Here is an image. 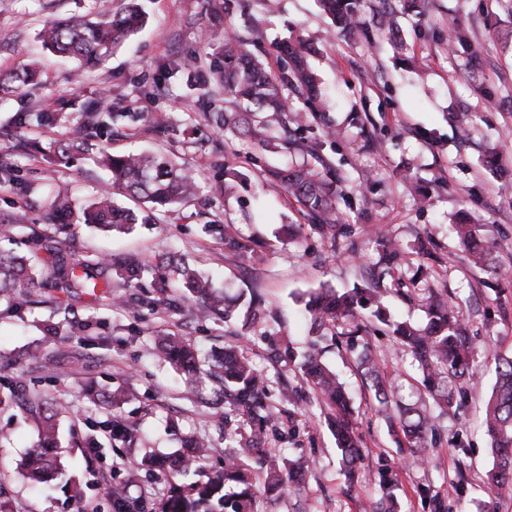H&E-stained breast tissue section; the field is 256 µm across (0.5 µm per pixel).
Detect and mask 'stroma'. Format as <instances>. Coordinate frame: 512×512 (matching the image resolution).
<instances>
[{
  "label": "stroma",
  "mask_w": 512,
  "mask_h": 512,
  "mask_svg": "<svg viewBox=\"0 0 512 512\" xmlns=\"http://www.w3.org/2000/svg\"><path fill=\"white\" fill-rule=\"evenodd\" d=\"M145 4L143 28L115 47L98 69L79 74L73 63L42 50L38 33L46 21L100 10L105 0H0V72H18L30 64L38 72L36 85L0 92V165L16 174L14 181L0 180V225L20 209L31 218L28 230L0 236V251L21 249L27 231L46 232L50 183L68 184L80 206L107 188L108 177L91 155L64 163L28 147L33 140L45 145L81 136L80 112L105 101L142 118L114 125L104 146L115 154L167 153L196 171L202 189L195 201L162 211L157 223L137 225L128 234L73 225L60 252L70 261L105 258L120 263L175 251L214 288L259 295L264 317L254 329L243 327L236 317L214 323L164 308L139 313L126 306L131 290L116 279L111 292L99 297H69L72 311L88 323L92 337L79 347L65 340L46 342L43 327L53 318L51 305L12 310L0 301V374L17 383L13 404L0 408V493L14 500L17 512H81L89 503L97 512H112L105 487L124 481L122 458L179 453L183 438L193 434L210 439L212 455L191 482L208 484L224 466L225 449L235 445L224 433L231 407L219 403L215 383L195 388L182 372L159 364L154 356L158 336L174 331L206 352L236 345L265 372L275 394L282 385L301 383L294 366L272 360L271 349L307 350L313 325L305 303L311 293L371 286L380 289L392 318L422 324L425 299L433 288L458 307L476 346L475 382L467 386L462 405L438 418L440 440L433 463L420 467L398 453L354 354L325 343L322 359L346 382L363 440L356 482L347 486L325 412L313 401L304 404L289 435L267 442L285 457L305 454L309 471L301 490L269 500L265 512H374L378 470L387 460L394 463L401 512H430L419 494L427 485L454 512H476L493 465L482 427L483 402L495 382L496 355L512 354V48L505 44L512 27L494 22L495 0H431L422 21L399 16L395 38L379 25L383 0H366L375 41L371 48L328 38L329 20L316 0H226L228 17L220 25L212 20L210 0ZM453 25L485 45L475 76L461 75L464 48L446 45ZM228 34L253 41L255 53L274 73L280 67L275 42L301 40L318 48L311 66L319 100L307 104L293 91L288 98L294 108L317 114L304 133L306 142H322L328 124L338 132L335 143L316 154L291 153L278 144L264 148L240 140L208 120L207 47ZM174 62L191 63L196 85L163 78L165 66ZM490 97L497 102L492 110L484 107ZM44 109L61 113L57 127L8 125L14 113ZM173 123L179 124L180 135L168 134ZM254 155L269 168L305 161L340 169L356 200L347 213L348 231L332 240L310 231L299 203L250 169L248 159ZM227 162L246 177L231 182L221 196H212L210 189L222 181ZM410 176L428 185L424 204H417L406 182ZM460 211L480 225L504 277L475 267L462 252L452 228ZM211 224L241 225L243 252L225 250L208 232ZM379 225L407 252L417 238L431 237V256H414L411 265L384 270L373 235ZM367 341L397 399L416 401L422 390L411 356L389 340L379 322H372ZM33 344L53 359L51 390L68 407L60 418V459L73 486L83 490L79 498L72 487L58 482L37 490L18 469L37 440L34 421L22 407L32 383L42 376L39 365L23 357ZM87 378L102 390L131 392L119 408L139 429L131 447H115L102 436L97 449L85 448L87 423L102 417L80 394L78 382Z\"/></svg>",
  "instance_id": "stroma-1"
}]
</instances>
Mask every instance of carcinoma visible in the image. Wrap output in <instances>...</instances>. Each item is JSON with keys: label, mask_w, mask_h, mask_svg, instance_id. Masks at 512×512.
Instances as JSON below:
<instances>
[{"label": "carcinoma", "mask_w": 512, "mask_h": 512, "mask_svg": "<svg viewBox=\"0 0 512 512\" xmlns=\"http://www.w3.org/2000/svg\"><path fill=\"white\" fill-rule=\"evenodd\" d=\"M323 11L331 20L334 30L342 35L370 40L364 19L363 0H319ZM145 11L136 0H121L117 9L107 6L92 18L85 16L53 19L44 24L40 38L47 50L64 57L78 60L85 70L97 68L112 50L134 35L144 22ZM448 42L465 43L469 50V61L483 54V45L468 39L465 31L452 28L448 31ZM284 60L280 75H270L257 60L247 43L227 36L224 43L211 54L209 70L215 82L224 90V103L246 104L238 110H217L208 113L209 118L221 130L233 135L248 136L265 141L266 132L276 127L288 134V145L301 146L304 138L298 136L303 116L295 112L283 89L291 86L309 99H315L320 90L314 83L309 69V56L314 49L303 43L293 46L286 42L279 46ZM135 119L129 112H104L95 107L82 116L85 137L80 140L57 139L45 148L39 142L31 148L39 153L48 151L60 160L82 151L90 139L101 134L112 123ZM57 112H17L11 123L17 128L36 126L52 127L58 124ZM98 163L112 176V186L137 199L136 210L114 204L109 195L84 207L74 203L68 188L56 187L50 194L47 221L52 228L49 234L33 233L28 238L29 253H0V299L16 310L35 302V297L47 289L60 290L66 294L82 293L96 295L100 281L105 288L111 281L105 278L109 265L104 262L68 263L64 257L55 259L49 272L45 273L35 263L41 249L56 250L62 236L69 235L74 224H93L98 229L110 232H128L137 224L154 223L155 214L161 209L187 203L199 193L201 186L188 167L177 163L166 154L126 153L114 155L103 151ZM276 184L293 196L304 208L311 225L322 237L336 238L339 231L341 211L339 203L353 209V200L345 191V179L336 173L323 177L307 164L286 166L270 172ZM211 232L224 248L236 251L242 242L232 224H211ZM459 246L467 253L473 264L498 272L488 241L481 237L479 229L472 224L456 225ZM383 246L381 263L392 269L401 265L403 255L387 239L383 230L376 231ZM121 279L131 288L140 287L146 277L152 278V291L134 298V305L153 311L161 306H174L192 315L230 320L240 307L243 297L225 302L224 294L215 291L211 283L200 275L189 263L175 253H164L153 262L129 260L117 270ZM45 302L52 305L63 319L45 328L49 341L58 337L65 329L67 338L84 344L89 324L69 316L67 307L60 298L49 295ZM306 309L312 315L317 336L312 341L314 349L298 356L288 352V362L295 365L301 380L317 396L318 403L328 409V424L336 439L339 465L348 481H353L357 463L361 460V437L356 430L353 412L349 406L345 386L319 358L316 346L323 341H335L336 336H327L325 330L343 322L350 325L345 345L350 352H358V363L367 369L372 381V390L380 412L396 435V444L403 453H408L419 463L428 461V451L436 444L435 419L432 406L426 402L402 404L392 400V391L380 377L379 370L367 345H359L368 333L365 318L370 316L389 327L393 343L411 354L418 364L424 394L437 405L450 407L456 402L455 392L449 388L448 380L459 384L471 380L475 347L471 337L463 330L459 312L449 305L438 292H429L427 321L416 325L408 321H392L371 288H354L338 292L322 290L310 295ZM155 355L180 369L189 379L207 378L220 384L224 395L229 397L239 422L249 426V437L244 446L233 448L224 454V494L218 506L205 512H262L263 499L282 493L289 487L298 486L308 472V462L300 456L296 459H278L272 450L264 447L268 435L283 438L280 416L295 417L301 408L303 396L296 387L279 390L277 400H271L268 379L246 357L234 347L200 357L181 336H165L158 341ZM496 381L487 399L483 414L486 433L491 440V453L496 459L487 474L486 500L478 512H496L499 498L506 492L512 494V356H500L495 366ZM120 392H95L97 401L104 410V419L94 421L88 429H101L110 433L112 441L128 445L135 431V424L125 421L112 412L119 403ZM26 403L37 420V445L24 456L19 468L24 477L46 483L64 476L65 468L58 459V415L62 404L47 392L30 390ZM187 451L170 462L171 470L180 476L202 468L208 457V441L201 436L185 438ZM256 460L265 468L264 484L253 480L250 461ZM159 467V461L145 455L130 462L129 473L133 479L112 489L114 512H152L149 497L134 495L131 488L137 486L135 475L151 472ZM393 469L381 465L378 470V494L388 512H396L398 499Z\"/></svg>", "instance_id": "carcinoma-1"}]
</instances>
